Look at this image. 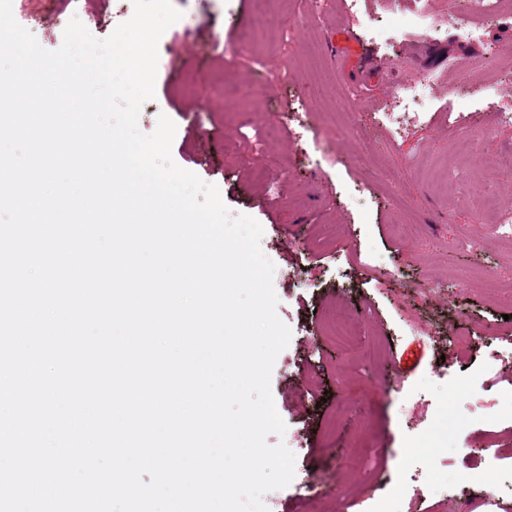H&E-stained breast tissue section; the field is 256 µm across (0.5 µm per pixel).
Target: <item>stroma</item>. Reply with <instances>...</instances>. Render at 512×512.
<instances>
[{"mask_svg":"<svg viewBox=\"0 0 512 512\" xmlns=\"http://www.w3.org/2000/svg\"><path fill=\"white\" fill-rule=\"evenodd\" d=\"M59 0H12L38 43L61 46ZM155 96L138 126L176 124L172 158L215 184L263 230L278 317L292 338L270 379L295 477L274 512H512V236L483 200L512 211V15L463 39L464 0H277L256 43L253 0H172ZM109 36L129 0H72ZM434 23L427 33L414 12ZM275 74L266 85L267 74ZM265 84L224 101L218 77ZM402 88L419 118L389 123ZM488 132L478 165L465 125ZM274 137H266L268 128ZM342 308L357 350L327 323ZM466 337V358L448 342Z\"/></svg>","mask_w":512,"mask_h":512,"instance_id":"35a3bbf8","label":"stroma"}]
</instances>
